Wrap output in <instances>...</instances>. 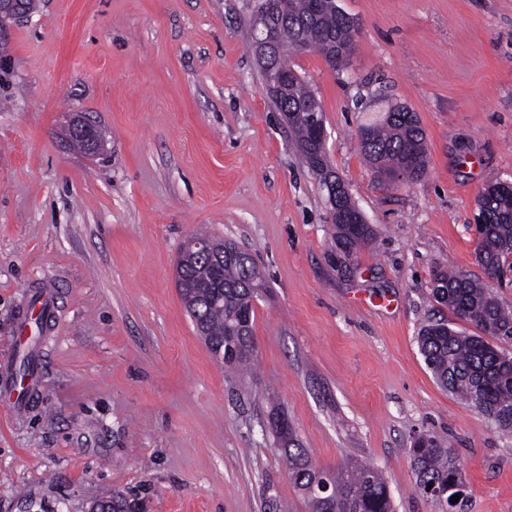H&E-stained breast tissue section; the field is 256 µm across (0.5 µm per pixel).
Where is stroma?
Wrapping results in <instances>:
<instances>
[{"mask_svg": "<svg viewBox=\"0 0 512 512\" xmlns=\"http://www.w3.org/2000/svg\"><path fill=\"white\" fill-rule=\"evenodd\" d=\"M355 50L332 69L292 56L319 99L332 168L376 233L349 256L327 192L295 147L252 52L256 0H38L0 29V512H310L273 428L316 467L381 470L394 512H442L415 490L422 433L466 485L454 512H512V432L443 389L420 327L467 334L430 297L434 270L499 287L476 261L478 197L512 183V0H338ZM416 112L429 170L374 179L360 125ZM103 148L74 150L75 116ZM203 232L251 253L256 364L225 369L175 285ZM54 304L36 380L18 320Z\"/></svg>", "mask_w": 512, "mask_h": 512, "instance_id": "1", "label": "stroma"}]
</instances>
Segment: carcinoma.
Segmentation results:
<instances>
[{
	"instance_id": "carcinoma-1",
	"label": "carcinoma",
	"mask_w": 512,
	"mask_h": 512,
	"mask_svg": "<svg viewBox=\"0 0 512 512\" xmlns=\"http://www.w3.org/2000/svg\"><path fill=\"white\" fill-rule=\"evenodd\" d=\"M269 1L278 21V39L285 48L306 42L307 50L319 54L332 67L342 65L352 52L354 22L336 0H326L316 14L309 0ZM278 110L292 115L289 133L313 171L326 178L329 169L324 143L319 141L309 120L316 113L324 122L321 104L297 74H288L274 98ZM360 150L374 174L389 187L397 186L394 176L409 171L406 182L426 176L428 155L425 132L416 113L402 106L391 107L380 119L363 124L358 130ZM333 212L331 224L336 240L347 255L369 243L372 229L352 202L341 179H336V198H328ZM485 223L479 228L477 262L488 277L503 281L512 270V185L496 183L484 189L478 199ZM233 252L230 260L221 253H199L191 243L181 249L177 261L182 302L196 325H203L205 343L227 368L245 370L255 352L254 322L242 326L239 311L253 306L254 294L265 287L252 255L226 241ZM432 299L448 308L479 333L465 335L445 323L435 322L421 329L418 347L434 379L448 392L512 431L505 414L512 411V365L501 361L500 349L490 339H512V311L503 307L488 287L461 272L438 271L432 279ZM274 428L285 450L288 478L311 505V512H392L387 485L380 472L364 464L347 465L335 472L315 467L307 449L294 437L286 417H279ZM419 492L431 488L432 498L443 506L454 507L448 485L464 487L455 463L434 437L419 438L409 449Z\"/></svg>"
}]
</instances>
